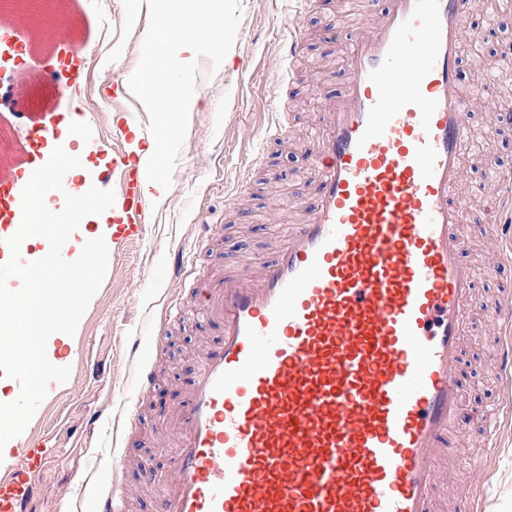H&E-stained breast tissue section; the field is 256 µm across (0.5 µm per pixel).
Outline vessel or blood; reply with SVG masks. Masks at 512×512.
<instances>
[{
    "label": "vessel or blood",
    "instance_id": "vessel-or-blood-1",
    "mask_svg": "<svg viewBox=\"0 0 512 512\" xmlns=\"http://www.w3.org/2000/svg\"><path fill=\"white\" fill-rule=\"evenodd\" d=\"M473 10L474 0H377L338 92L324 96L305 175L314 194L287 244L255 271L190 289L224 332L166 414L174 477L159 512H433L437 461L466 421L462 336L480 301L461 227L498 210L475 216L457 198L474 103L459 83L460 47ZM55 119L31 116L24 142L0 152V256ZM104 178L119 251L146 224L147 173L116 154ZM492 329L511 380V302L495 305ZM165 348L160 335L146 352L131 339L138 396ZM14 384L30 415L57 401L53 386L32 394L27 369ZM1 437L23 455L0 463V512H37L53 451L8 423ZM125 465L114 455L79 512H124Z\"/></svg>",
    "mask_w": 512,
    "mask_h": 512
}]
</instances>
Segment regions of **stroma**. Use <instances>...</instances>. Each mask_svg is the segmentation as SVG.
Listing matches in <instances>:
<instances>
[{"instance_id": "stroma-1", "label": "stroma", "mask_w": 512, "mask_h": 512, "mask_svg": "<svg viewBox=\"0 0 512 512\" xmlns=\"http://www.w3.org/2000/svg\"><path fill=\"white\" fill-rule=\"evenodd\" d=\"M375 7V0H315L307 8L300 0H240V26L220 68L199 58L198 100L158 214L149 216L142 237L127 250L110 255L112 287L99 289L93 297L83 342L56 343L40 364L46 382L63 381L68 392L59 420L45 429L55 453L40 481L41 512H76L80 491L95 488L97 478L107 475L113 419L123 410L135 413L125 473L133 488L130 512H156L175 452L159 412L181 402L196 375L198 351L220 339L221 324L187 308L182 327L166 337L160 378L141 402L135 399V368L125 342L130 337L150 342L162 311L182 303L181 284L161 276L170 253L184 251L193 280L218 272L228 257L246 266L263 262L274 245L284 243L288 225L298 219L295 189L308 162V143L318 134L314 115L321 110V95L336 90L351 29L368 20ZM64 9L72 18L79 54L89 61L86 78L69 98L59 100L54 81L62 76L60 58L40 51L17 58L7 73L28 84L31 93L20 106L24 119H11L0 145L8 149L22 138L25 118L33 113L82 111L96 125L100 144L93 148L73 140L64 148L86 155L89 166L83 178L90 182L110 165L113 154L148 145L136 128L117 138L112 135L113 86L131 76L141 59L139 19L135 0H0V21H13L18 11H25L29 35L41 41L50 32L46 18H58ZM336 16L345 17L348 27L332 41L324 38L323 29ZM291 23L300 27L304 42V53L292 66L278 55V36ZM464 28L481 31L486 42L481 56H464L461 66L465 86L479 85L480 93L468 117L471 137L458 196L466 207L479 209L499 192L495 169L512 170V67L498 57L502 47L512 44V7L502 6L501 0H476ZM279 77L284 89L275 105L264 90ZM275 115L287 124L288 138L267 144L264 131ZM242 187L251 202L231 210ZM203 222L225 227L219 246L209 251L196 250L192 243L194 225ZM502 232L499 224L462 227L468 242L464 258L475 271L484 300L470 311L464 331L462 404L468 414L495 403L504 407L498 450L487 453L478 423L465 424L456 446L437 463L432 492L436 512H453L448 480L479 456L486 459V481L472 490L465 512H512V412L506 409L512 392L495 372L497 341L485 332L490 306L501 298L488 272L487 253L491 240ZM95 411L101 418L91 428L87 418Z\"/></svg>"}]
</instances>
